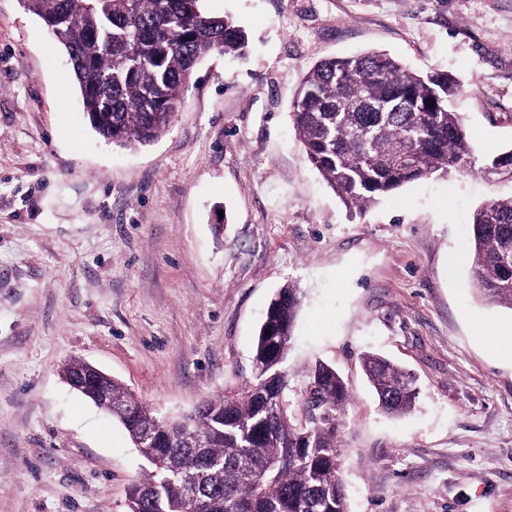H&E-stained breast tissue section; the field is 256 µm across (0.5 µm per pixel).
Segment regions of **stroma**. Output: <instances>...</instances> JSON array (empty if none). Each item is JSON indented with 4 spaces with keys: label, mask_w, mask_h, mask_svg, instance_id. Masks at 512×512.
<instances>
[{
    "label": "stroma",
    "mask_w": 512,
    "mask_h": 512,
    "mask_svg": "<svg viewBox=\"0 0 512 512\" xmlns=\"http://www.w3.org/2000/svg\"><path fill=\"white\" fill-rule=\"evenodd\" d=\"M249 37L198 62L170 128L136 149L90 128L67 57L0 0V512H127L146 467L123 425L72 391L85 360L157 417L252 381L285 283L302 292L284 363L345 378L349 512H512V359L476 336L512 310L472 285L473 210L505 188L455 173L349 216L289 114L321 60L382 51L460 93L475 156L512 147V0H205ZM420 389L381 413L360 357Z\"/></svg>",
    "instance_id": "obj_1"
}]
</instances>
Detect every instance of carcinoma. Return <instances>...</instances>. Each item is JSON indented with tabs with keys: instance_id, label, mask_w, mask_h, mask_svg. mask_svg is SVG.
<instances>
[{
	"instance_id": "obj_1",
	"label": "carcinoma",
	"mask_w": 512,
	"mask_h": 512,
	"mask_svg": "<svg viewBox=\"0 0 512 512\" xmlns=\"http://www.w3.org/2000/svg\"><path fill=\"white\" fill-rule=\"evenodd\" d=\"M62 46L83 111L104 142L153 143L166 131L200 59L242 56L248 35L204 0H21ZM457 84L419 74L380 52L331 58L305 77L290 119L311 165L351 213L407 183L476 172L512 183V148L477 159L459 114ZM472 277L484 300L512 310V193L471 216ZM301 306L286 283L271 298L257 338L255 374L242 392L207 398L193 416L163 420L116 380L89 376L90 395L112 391V416L130 438L147 430V468L128 490V512H187L188 488L208 512H349L339 433L349 392L319 363L292 398L282 364ZM380 410L409 412L414 377L385 358L361 357Z\"/></svg>"
}]
</instances>
